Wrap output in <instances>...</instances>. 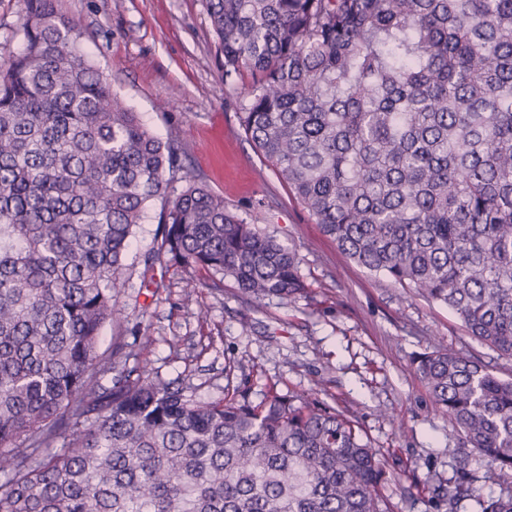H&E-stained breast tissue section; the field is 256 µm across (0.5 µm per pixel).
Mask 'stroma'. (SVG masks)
I'll list each match as a JSON object with an SVG mask.
<instances>
[{"label": "stroma", "mask_w": 512, "mask_h": 512, "mask_svg": "<svg viewBox=\"0 0 512 512\" xmlns=\"http://www.w3.org/2000/svg\"><path fill=\"white\" fill-rule=\"evenodd\" d=\"M58 8L113 91L157 136L179 142L185 168L240 219L296 251L307 286L291 302L258 301L229 280L188 287L173 267L152 292L141 280L143 257L157 246L159 208L151 206L127 259L123 314L101 332L100 384L109 385L119 346L128 364L183 383L201 402L234 388L256 401L272 382L324 400L356 416L364 441L388 455L392 512H438L433 486L461 463L483 494L505 491L496 464L464 454L456 425L411 363L441 346L510 379L512 358L470 336L447 307L349 260L293 199L245 138L239 111L253 77L225 85L204 0H59ZM25 14V0H0V69L24 47Z\"/></svg>", "instance_id": "1"}]
</instances>
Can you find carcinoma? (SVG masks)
<instances>
[{"label":"carcinoma","mask_w":512,"mask_h":512,"mask_svg":"<svg viewBox=\"0 0 512 512\" xmlns=\"http://www.w3.org/2000/svg\"><path fill=\"white\" fill-rule=\"evenodd\" d=\"M205 3L225 82L260 75L248 140L323 233L511 358L512 0ZM22 31L0 71V512H384L386 458L315 398L272 383L258 402H200L125 363L93 381L157 201L144 285L175 266L258 300L307 287L296 252L228 211L112 91L56 0H26ZM413 366L463 447L511 481L512 380L446 348ZM435 497L512 512L463 467Z\"/></svg>","instance_id":"obj_1"}]
</instances>
